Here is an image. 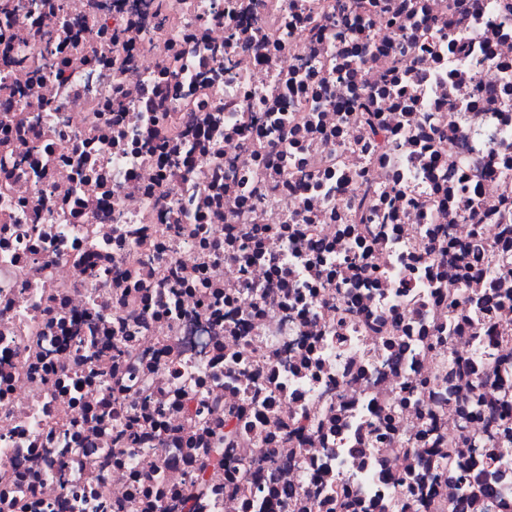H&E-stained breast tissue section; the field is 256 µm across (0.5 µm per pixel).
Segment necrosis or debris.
<instances>
[{"instance_id": "1", "label": "necrosis or debris", "mask_w": 512, "mask_h": 512, "mask_svg": "<svg viewBox=\"0 0 512 512\" xmlns=\"http://www.w3.org/2000/svg\"><path fill=\"white\" fill-rule=\"evenodd\" d=\"M145 2L0 0V512H512V0Z\"/></svg>"}]
</instances>
